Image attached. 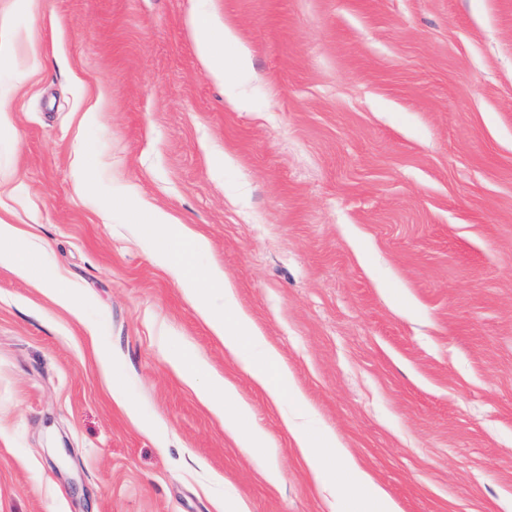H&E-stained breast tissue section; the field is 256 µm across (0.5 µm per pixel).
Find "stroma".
I'll list each match as a JSON object with an SVG mask.
<instances>
[{"mask_svg":"<svg viewBox=\"0 0 512 512\" xmlns=\"http://www.w3.org/2000/svg\"><path fill=\"white\" fill-rule=\"evenodd\" d=\"M196 11L227 64L249 58L235 91ZM3 27L0 218L45 244L40 275L77 309L0 266V512L342 509L87 190L89 148L102 188L207 238L316 426L399 512H512V0H0ZM181 353L236 387L273 461ZM194 38L201 57L208 70L215 77L224 79L228 71L224 64V52L214 41L211 25L205 14H199L192 21ZM204 399L209 403L213 411L224 418L225 428L233 432L244 448H260L266 456L275 454V449L270 446L261 429L245 423L250 417V407L240 401L233 386L223 381H211L201 390Z\"/></svg>","mask_w":512,"mask_h":512,"instance_id":"stroma-1","label":"stroma"}]
</instances>
